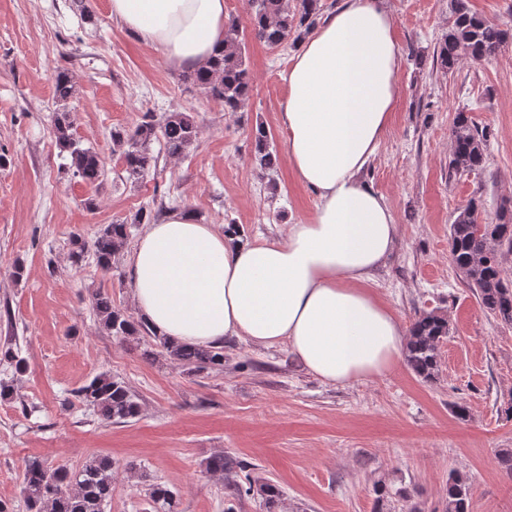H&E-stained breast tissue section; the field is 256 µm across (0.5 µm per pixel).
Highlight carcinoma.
<instances>
[{
	"label": "carcinoma",
	"instance_id": "carcinoma-1",
	"mask_svg": "<svg viewBox=\"0 0 512 512\" xmlns=\"http://www.w3.org/2000/svg\"><path fill=\"white\" fill-rule=\"evenodd\" d=\"M321 0H251L249 27L255 38L272 49L300 43L321 19ZM454 20L448 33L433 52V63L445 73L453 72L464 62L480 63L494 56L512 39V33L471 11L465 0H453ZM245 34L242 24L229 20L224 36V52L202 70L190 71L192 83L211 99L224 105V110L237 111L251 96L253 78L246 64ZM75 85L68 72L55 76L56 109L52 134L59 148L68 153L73 175L87 185L101 184L105 162L92 149L84 148L74 137V117L68 101ZM254 162L271 170L277 162L276 149L265 127L253 131ZM452 151L448 174L480 171L486 162V133L472 118L457 113L451 131ZM194 117L188 112H170L160 119L147 112L132 130L112 132L113 152L120 155L128 179L139 180L156 165L152 145L169 157H184L197 142ZM481 200L472 199L458 210L449 227L451 262L482 308L505 325H512V283L505 278L503 257L512 252V207L503 203L494 224L476 222ZM151 211L140 208L128 221L104 225L89 242L71 241L70 259L78 265L86 255L94 257L100 270L112 269L114 259L134 224H148ZM92 309L99 325L108 333L123 338L147 336L161 348L166 358L193 373L224 368V348L201 347L175 342L160 334L147 321L136 320L112 306V298L97 292ZM449 323L445 315L423 311L410 326L405 359L410 370L426 383L437 380L440 371V343L448 337ZM0 363L11 368L12 377L0 379V398L8 399L14 381L25 371V358L10 345L0 347ZM74 398L92 409L106 421L127 423L140 412L139 403L127 384L107 373H100L73 392ZM205 469L227 476L243 473V478L228 484L227 496L240 500L258 496L267 512H274L280 497L277 487L255 474L256 465L248 464L222 453L206 459ZM23 492L29 512H104L112 498V461L94 457L77 473L63 466L49 467L39 459L25 465ZM148 496L154 512H174L176 494L159 484L149 488ZM473 488L468 477L452 473L448 478L445 512H470Z\"/></svg>",
	"mask_w": 512,
	"mask_h": 512
}]
</instances>
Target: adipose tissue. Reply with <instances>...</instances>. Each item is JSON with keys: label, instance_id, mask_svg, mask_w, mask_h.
I'll use <instances>...</instances> for the list:
<instances>
[{"label": "adipose tissue", "instance_id": "adipose-tissue-1", "mask_svg": "<svg viewBox=\"0 0 512 512\" xmlns=\"http://www.w3.org/2000/svg\"><path fill=\"white\" fill-rule=\"evenodd\" d=\"M111 14L175 69L204 66L224 48V0H111ZM400 64L388 0H340L299 44L280 114L284 161L315 193L313 217L252 243L189 208L168 210L127 257L137 314L180 342L286 345L330 386L392 370L409 336L368 281L398 227L362 173L389 127Z\"/></svg>", "mask_w": 512, "mask_h": 512}]
</instances>
